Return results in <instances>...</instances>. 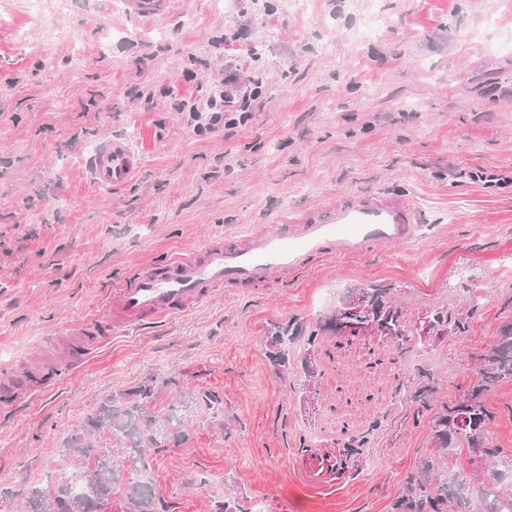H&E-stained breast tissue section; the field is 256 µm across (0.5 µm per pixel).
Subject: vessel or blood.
<instances>
[{
	"label": "vessel or blood",
	"mask_w": 512,
	"mask_h": 512,
	"mask_svg": "<svg viewBox=\"0 0 512 512\" xmlns=\"http://www.w3.org/2000/svg\"><path fill=\"white\" fill-rule=\"evenodd\" d=\"M125 4L130 15L159 18L167 13L170 0ZM86 166L95 183L119 189L140 172L141 159L122 140L106 137ZM416 222V211L406 198L359 193L282 219L248 237L147 265L108 291L104 318L69 328L65 353L52 365L60 372L75 368L112 334L192 311L221 288L264 282L276 272L297 273L316 257H356L374 246L407 243Z\"/></svg>",
	"instance_id": "b4317fda"
}]
</instances>
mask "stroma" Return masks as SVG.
I'll return each instance as SVG.
<instances>
[{
	"label": "stroma",
	"instance_id": "obj_1",
	"mask_svg": "<svg viewBox=\"0 0 512 512\" xmlns=\"http://www.w3.org/2000/svg\"><path fill=\"white\" fill-rule=\"evenodd\" d=\"M0 0V375L33 387L0 403V512L68 474L61 449L108 395L154 388L164 418L193 400L139 478L173 512H391L405 475L433 455L410 393L421 370L452 402L512 322V0H303L254 13L238 0ZM196 24L181 28L186 14ZM241 32L239 41L225 35ZM235 65L263 78L252 120L199 136L172 98L197 100ZM197 74L186 81L185 71ZM142 159L115 190L86 162L106 136ZM409 198L412 243L225 287L194 310L113 336L76 370L39 369L49 337L97 315L140 266L244 237L350 194ZM387 288L417 323L445 298L477 297L468 332L406 352L328 325L345 293ZM296 377L313 347L319 398L305 409L274 372L276 327ZM490 438L512 453V382L484 397ZM364 438L342 461L346 438ZM127 12L139 18H161L168 12L170 0H126Z\"/></svg>",
	"mask_w": 512,
	"mask_h": 512
}]
</instances>
